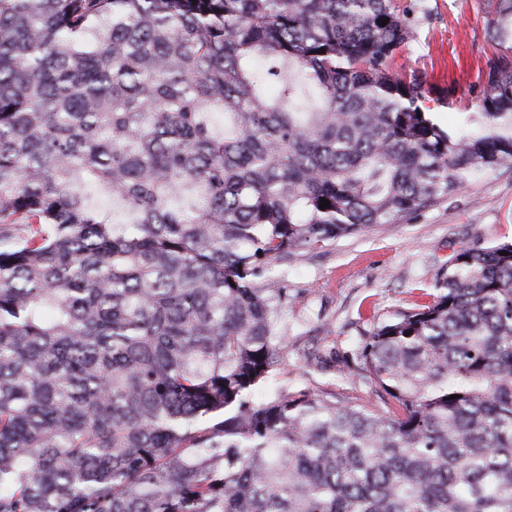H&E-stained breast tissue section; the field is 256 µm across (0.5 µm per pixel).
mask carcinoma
Here are the masks:
<instances>
[{
    "mask_svg": "<svg viewBox=\"0 0 512 512\" xmlns=\"http://www.w3.org/2000/svg\"><path fill=\"white\" fill-rule=\"evenodd\" d=\"M421 11L0 0V512H512V240L365 340L387 409L256 397L272 263L512 169V0L458 130L394 70Z\"/></svg>",
    "mask_w": 512,
    "mask_h": 512,
    "instance_id": "carcinoma-1",
    "label": "carcinoma"
}]
</instances>
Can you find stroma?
I'll return each instance as SVG.
<instances>
[{
    "instance_id": "35a3bbf8",
    "label": "stroma",
    "mask_w": 512,
    "mask_h": 512,
    "mask_svg": "<svg viewBox=\"0 0 512 512\" xmlns=\"http://www.w3.org/2000/svg\"><path fill=\"white\" fill-rule=\"evenodd\" d=\"M428 13L399 63L426 72L452 105L433 104L455 126L473 111L471 93L496 51L484 29L482 0H425ZM512 240V169L470 178L463 190L409 219L373 224L335 242L305 248L274 265L269 285L288 291L277 319L288 352L280 382L314 393L336 390L356 404L383 408L375 386L356 377L368 334L431 290L440 267L474 243Z\"/></svg>"
}]
</instances>
